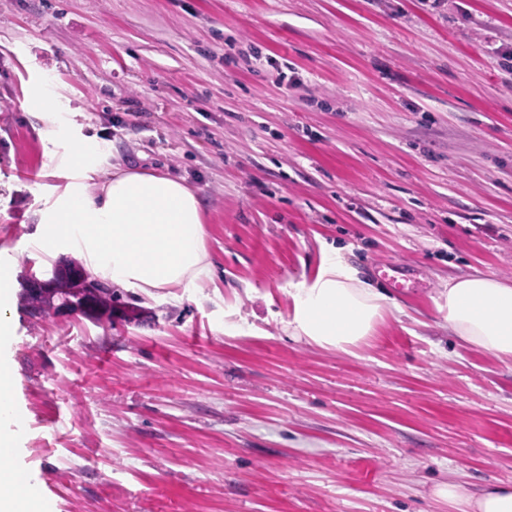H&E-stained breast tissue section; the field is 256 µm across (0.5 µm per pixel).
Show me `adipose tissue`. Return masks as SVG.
<instances>
[{"label":"adipose tissue","mask_w":512,"mask_h":512,"mask_svg":"<svg viewBox=\"0 0 512 512\" xmlns=\"http://www.w3.org/2000/svg\"><path fill=\"white\" fill-rule=\"evenodd\" d=\"M23 107L37 114L50 143L41 168L62 178L41 211L33 247L51 257L75 253L99 280L138 289L153 298L169 288H198L213 277L205 247L204 219L196 193L165 175L134 169L104 172L97 136H79L56 148L62 126L58 95L29 91ZM292 301L286 330L324 349L351 354L376 334L388 298L360 278L340 251L325 255L314 278L288 282ZM438 310L449 331L464 344L501 360H512V282L476 272L452 277ZM464 512H512V487L492 485L464 496L453 484L438 489ZM32 478L0 465V512H49Z\"/></svg>","instance_id":"1"}]
</instances>
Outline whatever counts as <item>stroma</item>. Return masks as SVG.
<instances>
[{
    "label": "stroma",
    "mask_w": 512,
    "mask_h": 512,
    "mask_svg": "<svg viewBox=\"0 0 512 512\" xmlns=\"http://www.w3.org/2000/svg\"><path fill=\"white\" fill-rule=\"evenodd\" d=\"M45 77L104 166L194 189L211 282L118 288L108 321L20 305L79 264L30 243ZM330 248L401 307L355 355L285 329ZM0 268L12 465L55 512H456L439 487L511 485L512 362L436 302L512 280V0H0ZM13 288L12 280L8 272L0 271V364L1 367L7 365L10 367V356L9 347L12 343L13 336L12 324L10 320L9 311L6 310L5 306L11 298ZM3 348L5 355L3 354Z\"/></svg>",
    "instance_id": "stroma-1"
}]
</instances>
